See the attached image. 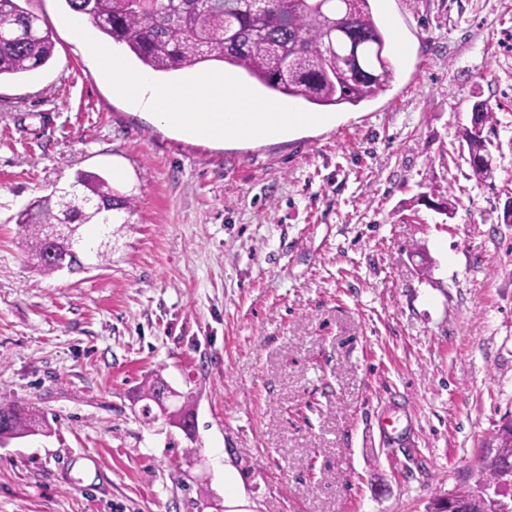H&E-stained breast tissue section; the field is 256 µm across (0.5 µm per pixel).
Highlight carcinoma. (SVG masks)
I'll list each match as a JSON object with an SVG mask.
<instances>
[{
    "label": "carcinoma",
    "instance_id": "cac0c4a2",
    "mask_svg": "<svg viewBox=\"0 0 512 512\" xmlns=\"http://www.w3.org/2000/svg\"><path fill=\"white\" fill-rule=\"evenodd\" d=\"M29 0H0V78L30 73L51 59L54 43L48 30L24 4ZM69 8L92 20L112 42L124 45L149 70L169 73L197 70L212 62L243 70L279 96L303 99L317 106L357 105L387 86L393 66L384 32L376 23L370 0H359L351 13L347 0H269L258 12L251 0H65ZM491 117L484 100L474 101L470 126L463 138L478 180L492 176L486 161L488 147L482 130ZM133 213L134 199L117 196L102 177L87 172L22 210L17 218L26 232L31 254L47 274L69 258V239L81 238L86 247L96 241L77 234L84 225L112 223V212ZM70 224L67 238L47 235V226ZM165 381L157 376L140 391L141 411L158 417ZM39 431L28 409L0 404V435L21 438ZM496 448L483 456L479 469L486 485H495L500 464L512 461V428L505 424L495 436Z\"/></svg>",
    "mask_w": 512,
    "mask_h": 512
}]
</instances>
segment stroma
Here are the masks:
<instances>
[{"instance_id":"stroma-1","label":"stroma","mask_w":512,"mask_h":512,"mask_svg":"<svg viewBox=\"0 0 512 512\" xmlns=\"http://www.w3.org/2000/svg\"><path fill=\"white\" fill-rule=\"evenodd\" d=\"M52 58L0 79V512H427L512 419V0H371L392 78L332 123L184 137L92 72L65 0ZM491 107L493 177L462 148ZM133 196L105 261L45 274L20 211L76 173ZM162 376L196 438L146 421ZM391 418L389 441L380 425ZM166 383L161 376H156L138 392L141 401H146L142 405L141 411L143 417L148 421L155 420L161 414L159 402ZM154 408H157L158 412H154ZM40 422L36 416L26 409L18 405H2L0 404V435L10 436L13 438H21L32 435L36 432H43L40 430ZM0 446L8 445L11 439L1 438ZM7 443V444H6Z\"/></svg>"}]
</instances>
